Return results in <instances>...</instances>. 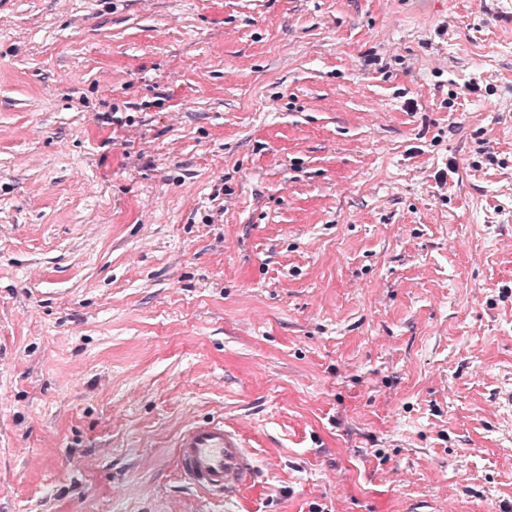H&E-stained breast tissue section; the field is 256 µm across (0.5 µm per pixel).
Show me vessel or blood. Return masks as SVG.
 <instances>
[{"instance_id":"1","label":"vessel or blood","mask_w":512,"mask_h":512,"mask_svg":"<svg viewBox=\"0 0 512 512\" xmlns=\"http://www.w3.org/2000/svg\"><path fill=\"white\" fill-rule=\"evenodd\" d=\"M176 448L181 477L207 495L233 497L254 473V455L242 435L221 420L186 426Z\"/></svg>"}]
</instances>
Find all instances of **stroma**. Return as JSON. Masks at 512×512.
I'll list each match as a JSON object with an SVG mask.
<instances>
[{"instance_id":"stroma-1","label":"stroma","mask_w":512,"mask_h":512,"mask_svg":"<svg viewBox=\"0 0 512 512\" xmlns=\"http://www.w3.org/2000/svg\"><path fill=\"white\" fill-rule=\"evenodd\" d=\"M504 386L512 0H0V512H512ZM176 448L184 481L203 494L232 498L254 473V455L240 432L223 420L186 426Z\"/></svg>"}]
</instances>
